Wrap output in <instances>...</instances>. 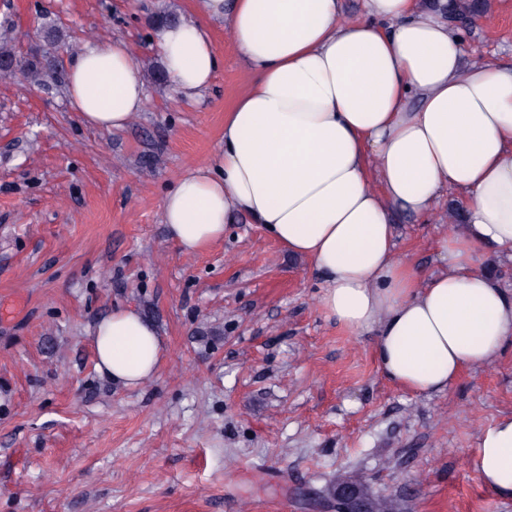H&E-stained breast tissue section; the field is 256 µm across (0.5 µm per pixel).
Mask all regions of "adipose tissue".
I'll return each mask as SVG.
<instances>
[{
    "label": "adipose tissue",
    "mask_w": 512,
    "mask_h": 512,
    "mask_svg": "<svg viewBox=\"0 0 512 512\" xmlns=\"http://www.w3.org/2000/svg\"><path fill=\"white\" fill-rule=\"evenodd\" d=\"M198 18L157 30L175 90L199 100L219 67L203 24L224 21L249 78L224 113V139L164 197L162 220L193 255L244 216L322 279L320 309L353 334H377L375 357L416 396L490 365L512 343V289L486 270L512 260V66L464 64L449 0H198ZM70 107L90 127L125 128L147 100L127 44L92 39L66 72ZM462 229L442 233L437 271L398 256L395 213L430 214L448 190ZM98 372L135 388L165 350L137 308L90 331ZM468 463L512 498V417L483 429Z\"/></svg>",
    "instance_id": "1"
}]
</instances>
